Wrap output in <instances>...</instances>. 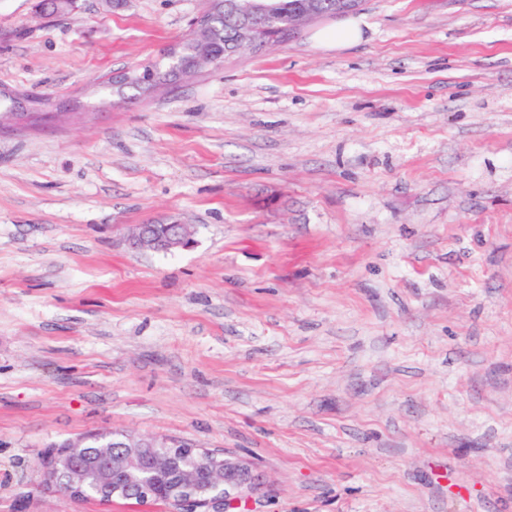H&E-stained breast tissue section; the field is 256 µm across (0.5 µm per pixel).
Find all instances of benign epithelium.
<instances>
[{
  "label": "benign epithelium",
  "mask_w": 512,
  "mask_h": 512,
  "mask_svg": "<svg viewBox=\"0 0 512 512\" xmlns=\"http://www.w3.org/2000/svg\"><path fill=\"white\" fill-rule=\"evenodd\" d=\"M251 2V15L243 19L241 36L233 49L237 55L256 53L274 46L273 40L263 37L255 25L256 16H271L274 6L266 4L265 0ZM351 11V5L342 3L330 11L308 9L293 15L291 27L297 32L314 20L342 17ZM209 29L210 12H202L192 20L189 35L196 43L192 68L183 66L182 42L178 41L167 50L165 80L149 77L138 69H124L112 74V86H134L149 93L158 87L173 88L186 77L214 66ZM127 241L135 251H171L190 247L193 237L186 225L171 221L141 224ZM91 460L101 475L99 488L102 491L131 495L148 502L156 482L164 479L184 512H198V504L203 501L228 512L247 502L248 494L257 488L258 476L252 465L239 457L195 448L166 437L120 432L92 433L71 441L67 448H54L47 452L40 461L38 488L58 490L74 501L87 499L88 462Z\"/></svg>",
  "instance_id": "1"
}]
</instances>
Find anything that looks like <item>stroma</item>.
Masks as SVG:
<instances>
[{"instance_id":"stroma-1","label":"stroma","mask_w":512,"mask_h":512,"mask_svg":"<svg viewBox=\"0 0 512 512\" xmlns=\"http://www.w3.org/2000/svg\"><path fill=\"white\" fill-rule=\"evenodd\" d=\"M39 2L0 0V90L55 113L0 131V512H165L39 489L87 431L251 461L245 512H512V0L115 101L204 0ZM129 246L135 250L185 249L191 246L193 237L185 224L171 221L161 224H140L136 232L127 238Z\"/></svg>"}]
</instances>
